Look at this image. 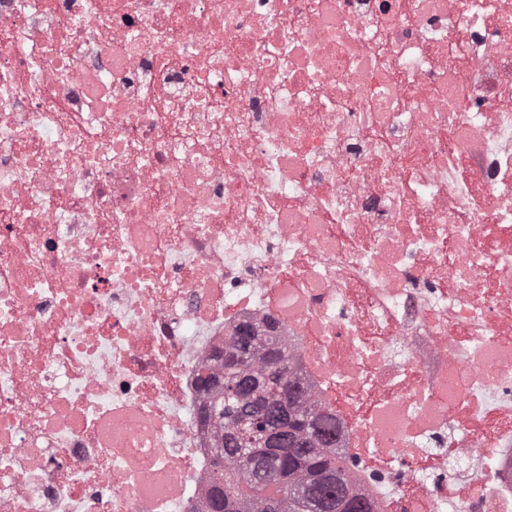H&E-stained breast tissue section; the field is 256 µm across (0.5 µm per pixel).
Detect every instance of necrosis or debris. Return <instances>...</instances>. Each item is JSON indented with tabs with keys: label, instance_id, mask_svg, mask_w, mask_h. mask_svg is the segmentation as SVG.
I'll return each instance as SVG.
<instances>
[{
	"label": "necrosis or debris",
	"instance_id": "necrosis-or-debris-1",
	"mask_svg": "<svg viewBox=\"0 0 512 512\" xmlns=\"http://www.w3.org/2000/svg\"><path fill=\"white\" fill-rule=\"evenodd\" d=\"M244 320L381 512H512V0H0V512H206Z\"/></svg>",
	"mask_w": 512,
	"mask_h": 512
}]
</instances>
